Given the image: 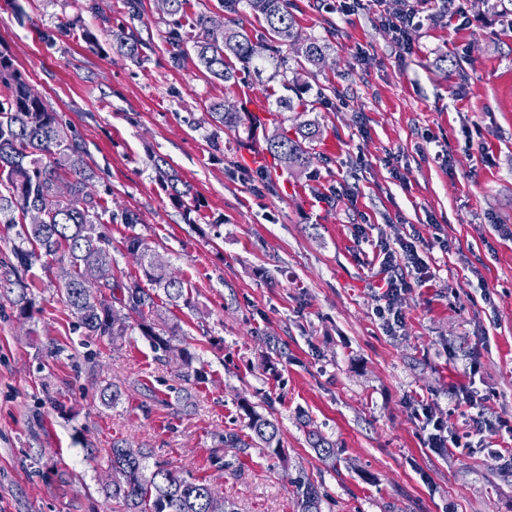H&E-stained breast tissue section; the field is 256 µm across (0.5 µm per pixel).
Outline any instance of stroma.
Wrapping results in <instances>:
<instances>
[{
	"label": "stroma",
	"mask_w": 512,
	"mask_h": 512,
	"mask_svg": "<svg viewBox=\"0 0 512 512\" xmlns=\"http://www.w3.org/2000/svg\"><path fill=\"white\" fill-rule=\"evenodd\" d=\"M288 6L331 46L298 73L321 130L298 170L266 152L268 135L295 125L273 67L223 82L192 57L171 65V33L222 16V0H190L183 16L141 0L136 21L126 0H0V50L98 174L115 277L142 275L132 232L179 273L192 304L170 313L175 344L205 372L188 387L175 354L140 333L114 345L84 335L57 266H34L30 319L0 296V512H116L103 492L116 439L206 479L237 512H301L300 479L323 512H512V0H465L461 18L429 0L410 54L372 7ZM129 25L144 43L136 62L108 46ZM215 102L240 112L237 130L213 123ZM154 155L198 210L172 205ZM339 183L354 200L327 197ZM414 236L431 280L398 298L390 333L373 251ZM109 381L123 389L113 405L100 397ZM466 385L484 397L489 447L432 450L424 408L465 434ZM246 403L278 425L281 456L218 449V434H246ZM313 431L333 456L310 447Z\"/></svg>",
	"instance_id": "1"
}]
</instances>
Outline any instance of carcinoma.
I'll use <instances>...</instances> for the list:
<instances>
[{
  "mask_svg": "<svg viewBox=\"0 0 512 512\" xmlns=\"http://www.w3.org/2000/svg\"><path fill=\"white\" fill-rule=\"evenodd\" d=\"M224 11L231 15L247 8L263 19L269 34L265 50L274 55L278 44L295 48L297 65H319L328 46L304 35L295 17L288 11V0H222ZM224 21L201 14L196 26L201 35L191 38L198 64L212 78L225 82L237 78L227 58L234 57L248 71L258 60V46L242 28L226 27L224 40L214 43L209 30ZM110 42L125 58L137 61L142 57V43L134 29L111 34ZM171 63L181 66L187 57V42L176 36L171 41ZM294 96L288 98V110L310 111L311 101L299 83L287 84ZM214 122L232 129L240 117L222 103L210 106ZM319 135L312 121L296 125L295 137L279 132L267 138L266 151L289 166L302 169L310 163L306 143ZM82 143L72 135L57 112L35 92L12 55L0 50V224L16 230L11 247L12 259L0 261V288L14 295L11 299L18 319L30 317L32 299L27 277L42 259L60 263V292L66 307L91 336L113 342L127 335L126 313L138 317L136 328L154 349L172 347L178 324L163 313V306H191L187 283L170 270L151 246L138 235L125 240L126 250L135 257L143 276L118 280L112 270V239L103 230L109 213L106 201L94 190L95 169L84 159ZM152 166L166 184L169 199L185 205L189 186L167 169L162 156L152 157ZM39 209L45 219L41 224L27 223V213ZM94 250L100 256L97 279L87 282L82 268L83 254ZM180 377L186 383L204 380L202 369L194 366L195 357L181 350ZM247 416L248 439L235 432H226L218 440L221 448L243 450L256 446L269 453L280 454V434L276 423L248 403L243 404ZM111 483L105 492L121 507L120 512H208L210 498L216 496L211 484L191 475L181 476L168 462L153 457L143 448H132L124 440L112 441L106 451ZM153 473L151 482L141 478ZM303 512H322L320 493L311 483L298 485Z\"/></svg>",
  "mask_w": 512,
  "mask_h": 512,
  "instance_id": "cac0c4a2",
  "label": "carcinoma"
}]
</instances>
